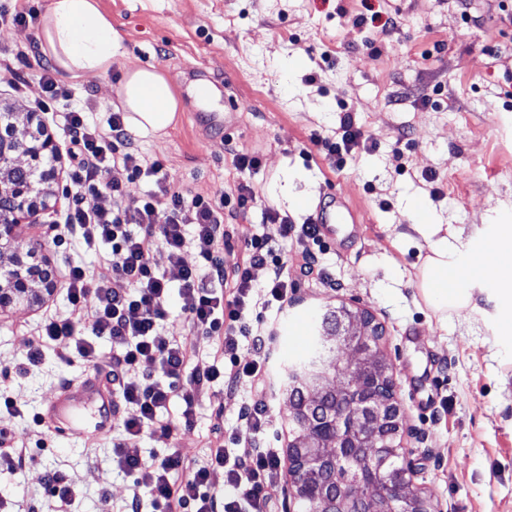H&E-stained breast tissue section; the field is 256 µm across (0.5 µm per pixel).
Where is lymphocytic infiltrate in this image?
Wrapping results in <instances>:
<instances>
[{
	"label": "lymphocytic infiltrate",
	"mask_w": 512,
	"mask_h": 512,
	"mask_svg": "<svg viewBox=\"0 0 512 512\" xmlns=\"http://www.w3.org/2000/svg\"><path fill=\"white\" fill-rule=\"evenodd\" d=\"M40 79L47 98L38 108L58 112L74 160L69 174L73 204L60 235L90 247L110 245L111 257L95 272L69 267L64 286L72 315L44 320L39 337L54 343L60 359L76 354L92 368L106 371L112 384V413L122 431L112 459L132 480L124 512H269L281 460L278 449L255 442L267 429L266 373L257 362L241 363L237 351L243 336L251 337L259 351L271 340L263 326L246 320L245 311L256 293L252 268L269 267L263 294L271 304L287 301L288 274L262 236L251 240L244 262L229 265L224 260L225 215L244 214L258 204L248 176L259 168V157L235 154V166L243 176L235 199L220 191L205 195L178 187L161 161L144 162L122 113H109L102 126L90 123L51 71H43ZM107 169L117 176L105 183L100 175ZM144 176L154 178L155 190L128 198L127 182ZM161 213L166 216L162 223L157 220ZM263 219L277 225L281 237L296 240L304 271H312L316 257L310 245L319 239L316 225L291 224L271 208L264 210ZM189 246L198 257L193 267L183 261ZM159 247L168 253L169 267L164 271L151 263V254ZM228 284L233 287L229 294L224 291ZM174 291L191 331L216 337L221 359L193 363L186 340L164 333L161 323ZM99 338L112 344L109 359H102L96 348ZM244 382L252 400L240 416L244 432L236 451L216 446L181 479L174 476L182 466L178 458L154 461L141 453L144 436L159 442L170 438L173 398H181V419L192 424L191 385L219 383L232 393Z\"/></svg>",
	"instance_id": "1"
}]
</instances>
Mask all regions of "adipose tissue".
Wrapping results in <instances>:
<instances>
[{
    "instance_id": "1",
    "label": "adipose tissue",
    "mask_w": 512,
    "mask_h": 512,
    "mask_svg": "<svg viewBox=\"0 0 512 512\" xmlns=\"http://www.w3.org/2000/svg\"><path fill=\"white\" fill-rule=\"evenodd\" d=\"M38 39L44 55L73 78L108 73L119 55L122 40L100 0H50L41 18ZM128 127L139 134L166 136L178 120L179 101L170 82L155 67H130L117 92ZM413 229L427 241L430 253L422 277L447 273L448 239L441 225L432 223L428 209L416 205L411 213ZM468 275L496 277L512 288V228L473 247Z\"/></svg>"
}]
</instances>
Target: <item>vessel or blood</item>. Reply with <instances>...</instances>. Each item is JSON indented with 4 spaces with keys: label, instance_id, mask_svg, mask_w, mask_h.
I'll return each mask as SVG.
<instances>
[{
    "label": "vessel or blood",
    "instance_id": "obj_1",
    "mask_svg": "<svg viewBox=\"0 0 512 512\" xmlns=\"http://www.w3.org/2000/svg\"><path fill=\"white\" fill-rule=\"evenodd\" d=\"M353 214L335 201H319L313 222L323 235L334 225L349 224ZM50 434L83 441L109 435L112 431V386L102 372L88 371L81 379L62 386L54 401L39 412Z\"/></svg>",
    "mask_w": 512,
    "mask_h": 512
}]
</instances>
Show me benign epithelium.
<instances>
[{"mask_svg": "<svg viewBox=\"0 0 512 512\" xmlns=\"http://www.w3.org/2000/svg\"><path fill=\"white\" fill-rule=\"evenodd\" d=\"M27 123L36 129L21 135L16 115L0 110V254L14 241L17 229L32 225L39 215L54 212L53 189L60 175L61 148L40 113H27ZM57 284L48 272L39 271L16 255L11 266L0 273V309L16 301L39 298L38 290L54 293ZM350 324L336 331L334 340L348 341V370L336 383V392L346 404L336 413V447L322 443L309 430L290 443L304 448L311 462L320 464L330 456L343 461L341 448H369L368 465L374 472L388 469L405 433L403 412L397 399L381 402L361 392L369 386L396 387L392 365L372 354L380 340L367 338L375 319L367 312L348 314ZM398 476L384 487L364 479L361 472L348 476L345 487L336 494L332 512H434L430 500L413 488L415 468L405 453H400Z\"/></svg>", "mask_w": 512, "mask_h": 512, "instance_id": "obj_1", "label": "benign epithelium"}]
</instances>
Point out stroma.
<instances>
[{"mask_svg":"<svg viewBox=\"0 0 512 512\" xmlns=\"http://www.w3.org/2000/svg\"><path fill=\"white\" fill-rule=\"evenodd\" d=\"M367 0H101L122 37V53L104 75L75 79L58 73L74 103L87 107L90 122L104 124L117 105L124 70L155 66L171 81L180 118L162 138L136 135L144 156L168 167L175 181L200 193L235 197L241 180L238 152L259 154L251 181L260 207L228 219L227 262L245 260L256 235L269 239L288 262V302L281 310L250 308L275 337L264 368L270 401L266 439L287 449L291 412L282 372L292 359L288 327L327 308L369 311L383 329L381 353L393 366L396 397L407 432L403 446L416 467L415 483L435 512H512V296L494 279L470 283L471 303L435 312L424 300L420 272L426 241L408 228L415 203L428 206L437 224L461 235L454 259L466 264L474 242L512 225V23L498 0H470L461 13L456 0H368L396 24L362 22ZM39 24H0V108L33 111L44 92L45 66ZM209 80L211 97L195 94ZM245 99L229 127L196 123L195 112H224ZM351 115L368 138V150L334 167L321 142L337 137L340 119ZM342 191L356 226L336 239L320 238L312 249L314 272L302 270L295 241L281 239L262 221L271 207L296 225L310 223L311 202ZM57 225L19 232L12 253L48 260L53 279L65 267L96 270L110 246L94 250L72 241L53 246ZM64 290L38 304L19 303L0 312V371L19 413L0 411V429L35 441L31 419L51 403L58 388L88 370L78 355L62 362L46 348L43 362L24 374L45 318L65 317ZM166 333L185 337L196 360L212 358L214 341L191 335L178 295L168 301ZM192 427L172 438H143L145 457L203 460L213 442L215 415L225 433L237 431L247 386L227 393L222 385L195 386ZM45 449L18 474L0 475V507L48 512L47 473L58 471L79 489L78 512H120L130 481L112 462L110 440L45 437Z\"/></svg>","mask_w":512,"mask_h":512,"instance_id":"stroma-1","label":"stroma"}]
</instances>
